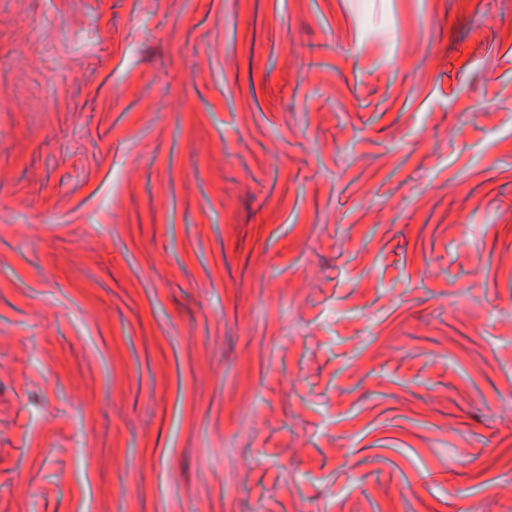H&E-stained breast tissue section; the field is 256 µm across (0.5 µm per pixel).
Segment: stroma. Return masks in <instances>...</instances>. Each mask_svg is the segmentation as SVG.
Segmentation results:
<instances>
[{
    "instance_id": "35a3bbf8",
    "label": "stroma",
    "mask_w": 512,
    "mask_h": 512,
    "mask_svg": "<svg viewBox=\"0 0 512 512\" xmlns=\"http://www.w3.org/2000/svg\"><path fill=\"white\" fill-rule=\"evenodd\" d=\"M512 0H0V512H512Z\"/></svg>"
}]
</instances>
